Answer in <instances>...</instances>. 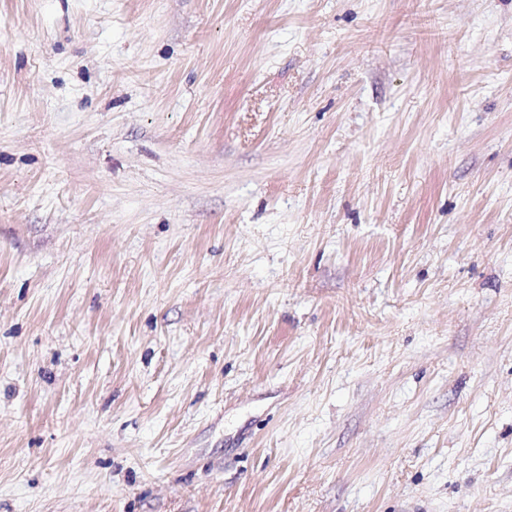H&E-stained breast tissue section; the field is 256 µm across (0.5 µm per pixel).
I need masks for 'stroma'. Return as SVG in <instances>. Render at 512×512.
<instances>
[{
	"instance_id": "1",
	"label": "stroma",
	"mask_w": 512,
	"mask_h": 512,
	"mask_svg": "<svg viewBox=\"0 0 512 512\" xmlns=\"http://www.w3.org/2000/svg\"><path fill=\"white\" fill-rule=\"evenodd\" d=\"M0 512H512V0H0Z\"/></svg>"
}]
</instances>
